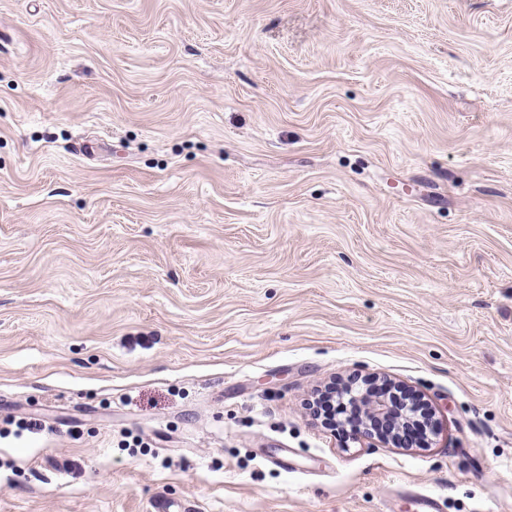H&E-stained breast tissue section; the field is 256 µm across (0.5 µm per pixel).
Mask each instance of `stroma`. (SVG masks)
Instances as JSON below:
<instances>
[{"label":"stroma","instance_id":"35a3bbf8","mask_svg":"<svg viewBox=\"0 0 512 512\" xmlns=\"http://www.w3.org/2000/svg\"><path fill=\"white\" fill-rule=\"evenodd\" d=\"M412 489L512 512V0H0V512ZM370 397L371 399L368 400L366 404V411L370 416L371 421L383 419L387 415L392 405L393 408L391 412L388 414V416L385 418V422L381 423L382 427L380 429L382 432H387L389 430L394 431L396 429V426L400 423L399 411L402 409L400 405L403 400H406V398L402 396L399 400L392 393H390V401L389 397L386 394L374 395Z\"/></svg>","mask_w":512,"mask_h":512}]
</instances>
